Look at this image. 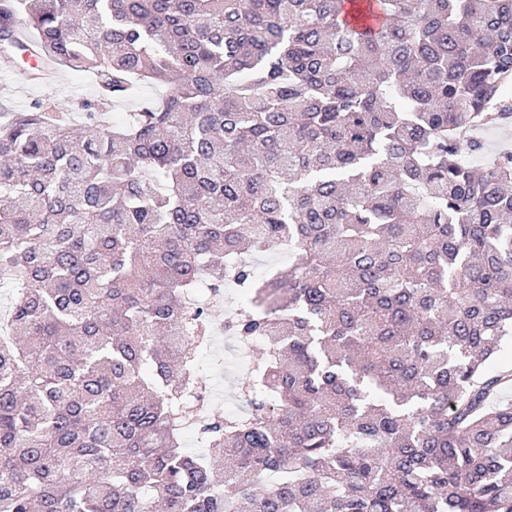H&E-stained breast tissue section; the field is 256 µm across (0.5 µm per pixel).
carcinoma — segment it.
<instances>
[{
  "mask_svg": "<svg viewBox=\"0 0 512 512\" xmlns=\"http://www.w3.org/2000/svg\"><path fill=\"white\" fill-rule=\"evenodd\" d=\"M19 22L97 95L85 133L0 111V512H512V152L466 162L512 118V0H0ZM227 283L266 349L191 455L194 298Z\"/></svg>",
  "mask_w": 512,
  "mask_h": 512,
  "instance_id": "1",
  "label": "carcinoma"
}]
</instances>
